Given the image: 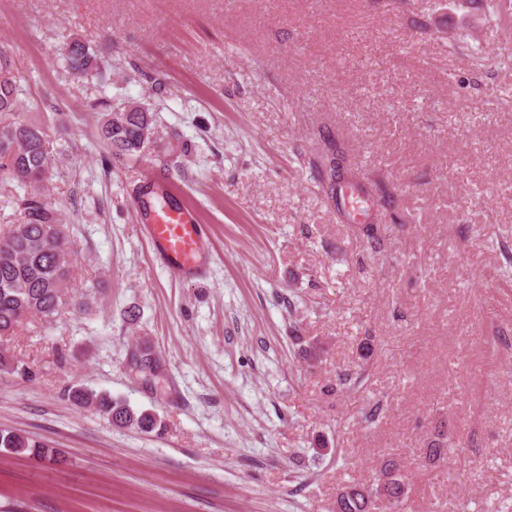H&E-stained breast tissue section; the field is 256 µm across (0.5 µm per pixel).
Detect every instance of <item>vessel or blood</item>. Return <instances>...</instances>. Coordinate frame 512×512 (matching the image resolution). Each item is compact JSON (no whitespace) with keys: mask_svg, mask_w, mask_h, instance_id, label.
<instances>
[{"mask_svg":"<svg viewBox=\"0 0 512 512\" xmlns=\"http://www.w3.org/2000/svg\"><path fill=\"white\" fill-rule=\"evenodd\" d=\"M145 184L153 196L145 206V229L156 253L171 274L199 270L208 239L195 210L183 201L175 182L161 173L149 172Z\"/></svg>","mask_w":512,"mask_h":512,"instance_id":"obj_1","label":"vessel or blood"}]
</instances>
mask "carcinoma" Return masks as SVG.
<instances>
[{
  "instance_id": "carcinoma-1",
  "label": "carcinoma",
  "mask_w": 512,
  "mask_h": 512,
  "mask_svg": "<svg viewBox=\"0 0 512 512\" xmlns=\"http://www.w3.org/2000/svg\"><path fill=\"white\" fill-rule=\"evenodd\" d=\"M479 68H499L512 65V52L488 59L480 52L472 53ZM67 69L84 75L100 71L97 60L81 43L66 57ZM20 84L16 77L0 82V171L9 173L23 190L17 197L22 206L23 221L0 235V342L14 334L17 327L31 319L51 320L66 304L65 290L73 280V262L67 229L54 216L44 201V186L49 175L48 133L44 126L21 120L13 113L18 104ZM156 124L154 112H114L104 114L100 124V138L117 160L139 158L150 148L142 140L145 123ZM328 150L312 168L317 180L337 193V179L343 175L356 180L358 172L347 163L346 151L335 139H327ZM133 366L147 376H156L159 361L151 347L139 354H130ZM0 370L30 376V369L5 354L0 347ZM369 380V373L339 376V390L358 393ZM67 398L80 406H89L107 416L121 427L136 428L149 433L158 425L155 414L136 410L121 400L76 386L66 391ZM0 448L13 454L28 451L44 458H53L49 449L31 438L12 430L0 429ZM381 472L390 478L391 491L384 496L387 512H403L410 487L398 456L382 455ZM377 488V481L352 483L346 486L348 494L339 501L336 512H375L377 499L366 493Z\"/></svg>"
}]
</instances>
